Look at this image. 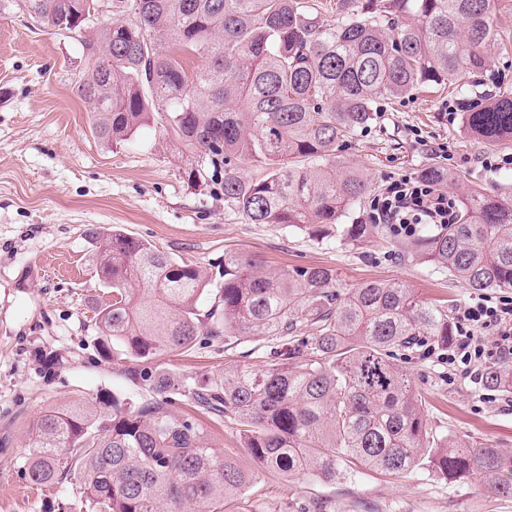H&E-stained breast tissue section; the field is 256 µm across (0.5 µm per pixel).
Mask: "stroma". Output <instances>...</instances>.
<instances>
[{
  "instance_id": "stroma-1",
  "label": "stroma",
  "mask_w": 512,
  "mask_h": 512,
  "mask_svg": "<svg viewBox=\"0 0 512 512\" xmlns=\"http://www.w3.org/2000/svg\"><path fill=\"white\" fill-rule=\"evenodd\" d=\"M498 37L480 86L461 80L464 96L512 85V0H497ZM78 49L44 32L17 7L0 8V512H89L76 478L32 484L25 460L44 412L81 402L94 414L113 398L145 399L125 362L100 342L97 305L103 286L89 229H121L178 260L218 276L228 252L267 267H327L344 287L395 280L419 300L449 311L473 291L447 269L403 255L388 225L363 238L335 237L275 224H248L226 209L211 184L184 180L185 157L154 128L112 146L90 130V108L78 95ZM447 92L417 90L399 103L378 100L373 121L343 143L338 156L363 172L372 190L436 167L450 172L451 195L472 189L512 197V167L489 170L487 155H512V139L490 144L440 112ZM259 341L214 342L162 357L180 375L223 376L225 367L263 365ZM439 434L512 449V393L448 362L444 347L399 355ZM216 452L256 471L248 449L222 421L201 417ZM257 476L228 512H512V496L474 481H446L418 470L394 479L369 469L345 470L333 482L295 481L273 470Z\"/></svg>"
}]
</instances>
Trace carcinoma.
I'll return each mask as SVG.
<instances>
[{"label":"carcinoma","instance_id":"carcinoma-1","mask_svg":"<svg viewBox=\"0 0 512 512\" xmlns=\"http://www.w3.org/2000/svg\"><path fill=\"white\" fill-rule=\"evenodd\" d=\"M42 30L87 24L101 0H18ZM79 44L75 82L91 130L120 145L153 125L191 162V184L218 186L247 224L316 229L340 238L376 225L338 223L367 194V178L338 160L339 142L373 120L378 99L478 74L496 40L494 0H336V23L312 0H106ZM133 19L125 21L126 15ZM203 64L189 69L185 58ZM467 128L512 138V89L468 99ZM247 164L257 176L245 179ZM104 349L120 352L148 393L112 399V414L83 406L40 417L27 457L35 485L77 475L92 512H222L256 477L215 452L207 431L171 406L178 397L232 426L257 469L332 480L345 468L403 477L425 466L512 495V450L438 436L421 394L395 362L415 346H444L448 310L398 282L338 290L326 267L271 269L224 254V282L111 229L89 231ZM477 293L512 289V199L471 190L458 223L406 246ZM274 340L266 366L236 365L219 379L171 376L157 360L201 343ZM484 383L512 392V368Z\"/></svg>","mask_w":512,"mask_h":512}]
</instances>
